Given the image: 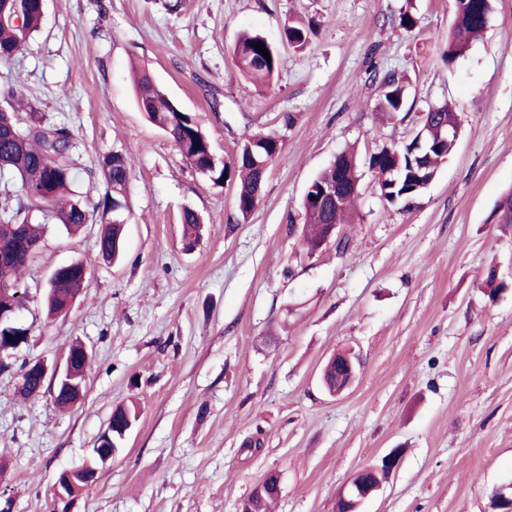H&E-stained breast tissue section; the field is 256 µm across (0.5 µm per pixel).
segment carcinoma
I'll return each instance as SVG.
<instances>
[{"instance_id":"carcinoma-1","label":"carcinoma","mask_w":512,"mask_h":512,"mask_svg":"<svg viewBox=\"0 0 512 512\" xmlns=\"http://www.w3.org/2000/svg\"><path fill=\"white\" fill-rule=\"evenodd\" d=\"M493 0H456L455 16L448 32L444 55L452 63L463 57L473 40L487 28L492 14ZM0 59H9L23 50L40 29L43 11L40 0H0ZM22 17L19 23L14 18ZM314 31L309 26L291 23L284 27V38L289 46L301 50L310 42ZM264 44L270 59L258 52L256 46ZM234 54L240 70L256 84H266L273 78L279 64L278 52L259 34H242L235 46ZM372 81L378 83L377 107L391 114L409 109L406 88L393 72H373ZM137 102L147 120L157 123L166 114L172 116V139L182 158L193 168L208 164V155L214 153L208 134L191 114L170 111L167 93L154 83L147 70H136ZM452 107L446 103L429 109L426 122L421 126V145L425 151V168H420V150L415 143L404 147L391 146L378 151L369 164L378 185L380 197L390 204L419 195L435 178L440 165L454 150L449 137L448 125L455 122ZM18 128L22 137L8 133L7 125ZM75 131L64 124H50L43 115L30 109L26 115L17 112L0 115V177L9 174L20 181V192L4 187L0 191V243L11 245L17 252L13 259L0 260V289L2 296L18 298L17 275L33 262L36 252L29 251L31 245L41 241L45 226L32 223L36 210L76 233L94 220H100L103 228L98 240L99 255L106 262L119 258L123 249L124 226L112 223V202L125 201L130 159L121 152H110L99 160V167L107 183L102 199L93 206L80 200H64L76 178V164L72 158L75 148ZM252 147L256 158L269 164L283 157L282 149L276 148L271 136H249L241 145L240 158L233 165L217 164L211 171V183L223 186L235 183L236 208L248 217L260 200L265 174L262 168L245 157L247 147ZM358 156L352 150L344 151L308 185L306 198L302 200L304 224L301 239L311 253L318 251L324 242L329 224H343L347 212L358 195L361 174ZM327 185L340 186L343 199L340 206H330L318 200L320 189ZM183 239L188 247H194L202 236L204 224L197 212L189 207L180 216ZM87 269L83 262L72 261L60 268L46 292L47 313L54 317L80 289L86 287ZM72 370L85 376L89 358L82 351V344L74 343L68 348ZM20 393L36 398L42 392V380L20 365ZM343 375L342 358L331 357L322 371L325 389L336 392L339 376Z\"/></svg>"}]
</instances>
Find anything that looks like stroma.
<instances>
[{
  "label": "stroma",
  "instance_id": "obj_1",
  "mask_svg": "<svg viewBox=\"0 0 512 512\" xmlns=\"http://www.w3.org/2000/svg\"><path fill=\"white\" fill-rule=\"evenodd\" d=\"M464 57H443L455 0H47L27 48L0 59V108L29 102L77 134L72 191L98 202L108 152L130 155L122 258L98 226L48 224L19 288L29 340L0 372V512H47L59 472L81 466L118 405L138 419L122 452L68 512H240L271 473L270 512H335L336 496L392 449L398 467L361 512H492L512 481V0H493ZM418 25L408 31L399 16ZM311 25L294 50L285 23ZM280 53L267 85L241 75L242 31ZM231 159L245 135L278 137L249 217L235 187L196 173L141 112L134 66ZM402 77L411 109L377 111L372 71ZM451 104L457 145L418 196L389 205L371 172L339 240L314 254L298 227L309 183L342 151L410 143L429 105ZM205 226L185 251L180 213ZM85 261L87 287L46 319L52 271ZM507 291L490 295L488 273ZM92 351L83 396L18 394L19 365ZM351 350L353 386L327 394L324 362Z\"/></svg>",
  "mask_w": 512,
  "mask_h": 512
}]
</instances>
